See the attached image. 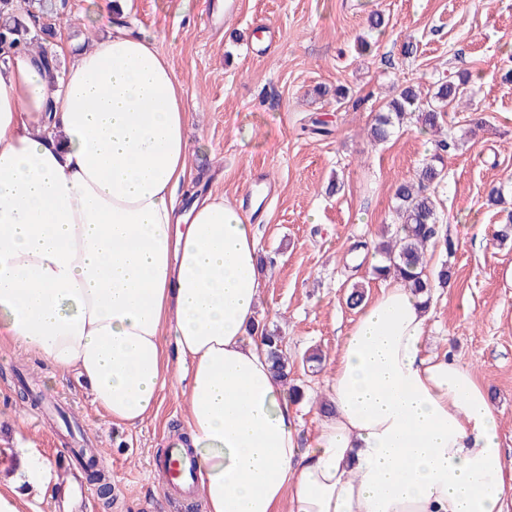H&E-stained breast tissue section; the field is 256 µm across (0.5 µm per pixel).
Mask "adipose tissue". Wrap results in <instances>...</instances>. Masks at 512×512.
<instances>
[{"label":"adipose tissue","instance_id":"1","mask_svg":"<svg viewBox=\"0 0 512 512\" xmlns=\"http://www.w3.org/2000/svg\"><path fill=\"white\" fill-rule=\"evenodd\" d=\"M191 112L144 37H94L56 80L23 48L0 63V347L89 386L113 423L186 382L180 445L205 512H507L512 465L486 388L429 356L431 311L387 280L343 336L332 414L309 439L254 328L255 227L224 197L179 212ZM0 512H33L51 466L23 456Z\"/></svg>","mask_w":512,"mask_h":512}]
</instances>
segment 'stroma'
I'll list each match as a JSON object with an SVG mask.
<instances>
[{"label": "stroma", "instance_id": "stroma-1", "mask_svg": "<svg viewBox=\"0 0 512 512\" xmlns=\"http://www.w3.org/2000/svg\"><path fill=\"white\" fill-rule=\"evenodd\" d=\"M129 0L127 27L150 38L172 65L193 112L188 129L192 180L176 193L224 196L257 229L258 253L274 258L260 292L262 323L278 327L305 392L299 430L319 426L317 404L342 336L358 311L346 303L353 284L372 299L380 280L373 250L393 224L394 185L412 176L436 149L433 134L408 124L386 143L367 132L395 87L422 93L467 72L470 99L449 107L442 134L458 142L445 159L438 189L442 236L429 267H448L435 289L425 350L446 352L470 367L498 410L502 448L512 465V0ZM381 14L385 28L371 53L358 55L357 35ZM412 54H405L406 45ZM347 96L337 100V87ZM326 134H305L309 118ZM505 206H488L490 189ZM320 352L322 363L306 358ZM45 397L36 406L25 388ZM185 385H167L155 415L127 428L96 406L85 382L60 375L35 355L0 349V452L36 450L65 483L62 462L78 426L100 448L112 496H95L94 512H203L165 495L150 463L185 424Z\"/></svg>", "mask_w": 512, "mask_h": 512}]
</instances>
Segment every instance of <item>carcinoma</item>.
I'll return each instance as SVG.
<instances>
[{"label": "carcinoma", "instance_id": "cac0c4a2", "mask_svg": "<svg viewBox=\"0 0 512 512\" xmlns=\"http://www.w3.org/2000/svg\"><path fill=\"white\" fill-rule=\"evenodd\" d=\"M68 0H0V44L4 52L0 62L5 64L20 48H37L43 56V66L51 74L60 73V60L48 50L46 43L55 35V21L67 16ZM469 92L468 78L448 80L438 85L426 98L411 85L400 89L398 95L378 113L368 135L372 142H384L402 126L408 115L417 114L416 120L424 129H434L443 121L448 106ZM454 143L441 140L436 153L422 165L417 176L398 183L394 192V212L397 234L377 247L382 262L373 267V275L381 280L399 279L417 294L431 299L432 288L448 282L449 271L443 266L432 279L428 270L427 247L439 237L443 224L436 188L444 180V152ZM267 347L271 371L283 384L288 385L291 365L284 349V337L279 329H261ZM94 448H80L77 457L86 478L98 484L104 495H112V486L104 470L98 468Z\"/></svg>", "mask_w": 512, "mask_h": 512}]
</instances>
